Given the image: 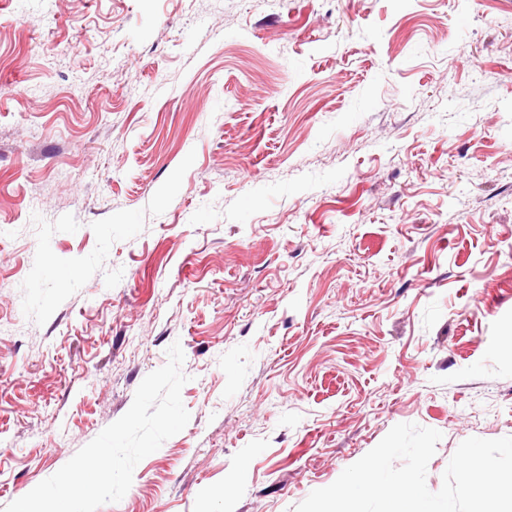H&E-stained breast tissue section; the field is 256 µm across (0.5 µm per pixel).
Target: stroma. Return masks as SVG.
<instances>
[{
    "label": "stroma",
    "instance_id": "stroma-1",
    "mask_svg": "<svg viewBox=\"0 0 512 512\" xmlns=\"http://www.w3.org/2000/svg\"><path fill=\"white\" fill-rule=\"evenodd\" d=\"M176 342L190 420L98 512L512 436V0H0V512Z\"/></svg>",
    "mask_w": 512,
    "mask_h": 512
}]
</instances>
